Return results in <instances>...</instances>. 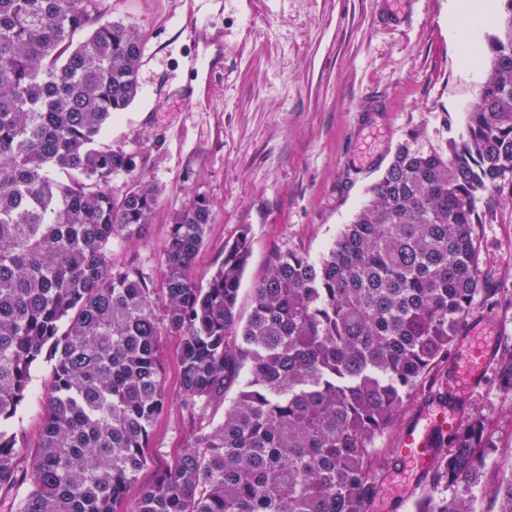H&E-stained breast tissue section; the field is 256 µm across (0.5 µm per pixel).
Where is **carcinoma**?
<instances>
[{"instance_id":"cac0c4a2","label":"carcinoma","mask_w":512,"mask_h":512,"mask_svg":"<svg viewBox=\"0 0 512 512\" xmlns=\"http://www.w3.org/2000/svg\"><path fill=\"white\" fill-rule=\"evenodd\" d=\"M94 2L0 0V492L29 485L15 512H116L168 405L159 349L175 334L187 413L237 393L136 512H371L375 440L448 364L477 298L512 309L486 287L475 232L512 202V0H498L462 135L426 146L411 132L326 253L275 256L243 324L247 231L206 286L192 280L205 198L174 216L161 289L136 263L112 264L113 241L144 233L158 189L104 141L138 95L144 44L132 27L92 20ZM117 173L130 177L119 196ZM42 362L43 437L21 475L11 424ZM492 375L512 392V343ZM433 447L416 512H474L500 452L487 418L464 412L434 430ZM489 493L512 512V472Z\"/></svg>"}]
</instances>
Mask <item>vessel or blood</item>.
<instances>
[{
	"label": "vessel or blood",
	"mask_w": 512,
	"mask_h": 512,
	"mask_svg": "<svg viewBox=\"0 0 512 512\" xmlns=\"http://www.w3.org/2000/svg\"><path fill=\"white\" fill-rule=\"evenodd\" d=\"M465 360L456 366L448 384V399L452 402L464 400L466 391L479 386L483 373L493 359L497 338L482 325H474L462 339Z\"/></svg>",
	"instance_id": "vessel-or-blood-1"
}]
</instances>
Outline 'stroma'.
I'll return each mask as SVG.
<instances>
[{"instance_id":"obj_1","label":"stroma","mask_w":512,"mask_h":512,"mask_svg":"<svg viewBox=\"0 0 512 512\" xmlns=\"http://www.w3.org/2000/svg\"><path fill=\"white\" fill-rule=\"evenodd\" d=\"M97 10L135 28L144 43L139 95L106 131L113 148L136 155L159 190L139 239L114 241L112 262H137L154 283L165 270L174 214L193 197L210 201L212 220L192 271L206 284L224 250L247 233L251 255L238 314L282 252L316 259L368 198L408 134L441 143L459 137L480 84L448 38V0H97ZM478 264L488 287L512 295V204L477 227ZM180 339L163 337L162 379L169 406L152 424L147 464L127 487L122 512L180 454L194 425L178 395ZM43 364L11 428L19 470L41 442ZM376 439L382 489L372 512H414L422 491L400 461L406 435L448 410L435 400L451 373L436 372ZM501 452L485 480L512 472V393L491 376L471 392Z\"/></svg>"}]
</instances>
